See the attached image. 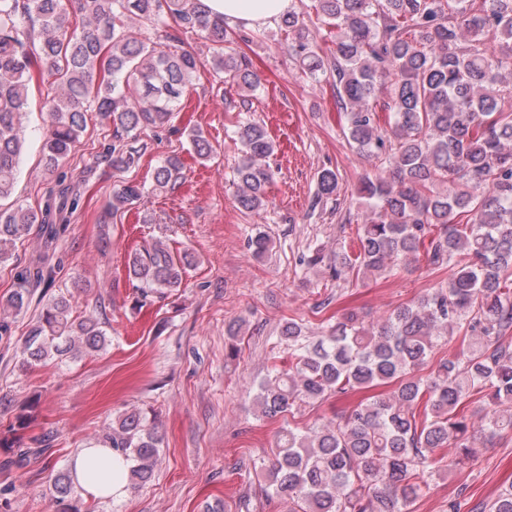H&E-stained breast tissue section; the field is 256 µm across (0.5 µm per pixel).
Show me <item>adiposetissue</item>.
<instances>
[{
    "label": "adipose tissue",
    "instance_id": "adipose-tissue-1",
    "mask_svg": "<svg viewBox=\"0 0 512 512\" xmlns=\"http://www.w3.org/2000/svg\"><path fill=\"white\" fill-rule=\"evenodd\" d=\"M209 12L231 24L263 26L295 8V0H204ZM75 485L83 494L111 500L127 496L126 460L108 448L79 449L71 462Z\"/></svg>",
    "mask_w": 512,
    "mask_h": 512
}]
</instances>
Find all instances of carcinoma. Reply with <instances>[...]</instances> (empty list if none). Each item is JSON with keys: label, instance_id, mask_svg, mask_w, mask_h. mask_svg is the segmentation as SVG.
Listing matches in <instances>:
<instances>
[{"label": "carcinoma", "instance_id": "1", "mask_svg": "<svg viewBox=\"0 0 512 512\" xmlns=\"http://www.w3.org/2000/svg\"><path fill=\"white\" fill-rule=\"evenodd\" d=\"M298 2L278 21L289 56L312 87H330L349 147L373 167L357 186L365 211L356 249L336 254L330 277L390 275L422 255L449 275L374 324L350 311L319 336L306 335L294 318L280 327L276 344L288 363L273 365L257 384L260 416L353 392L366 397L342 423L281 427L269 464L256 473L258 492L288 512H410L443 463L461 469L478 458L465 403L482 414L484 441L512 435V106L504 107L512 99V0ZM313 15L334 35L326 50L311 35ZM181 32L204 34L210 59L185 49ZM252 37L211 15L201 0H0V265L13 259L33 225L53 215L61 229L71 211L53 199L42 208L2 204L15 191L20 118L33 81L48 87L44 174L66 163L90 112L113 127L105 161L127 170L144 150L141 134L172 120L202 65L244 93L261 89L249 59L233 48ZM237 136L235 200L259 212L269 204L268 159L276 145L251 118L238 122ZM189 140L198 159L210 157L201 131L190 130ZM184 171L181 158H165L154 189H175ZM341 191L337 172L324 169L313 205ZM144 193L138 182H121L112 212ZM248 246L261 258L270 238L257 228ZM191 266V253L157 242L133 249L126 262L140 303L181 287ZM15 275L17 289L0 304V340L10 339V318L28 306L29 287L51 281L53 269L26 266ZM455 340L458 348L434 360ZM106 344L101 323L72 320L70 299L59 293L24 339L21 366ZM27 421L18 415L17 427L0 438L1 447L17 448L22 464L46 452L21 447L16 429ZM159 444L154 423L137 409L96 439V447L130 461L132 490L152 480ZM74 494L71 471L58 472L52 501L64 506ZM487 512H512V485Z\"/></svg>", "mask_w": 512, "mask_h": 512}]
</instances>
